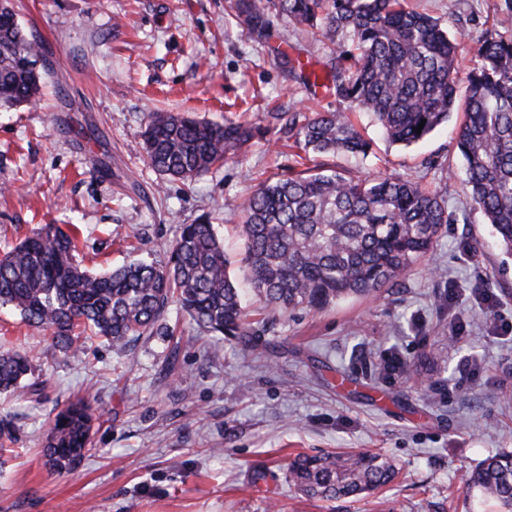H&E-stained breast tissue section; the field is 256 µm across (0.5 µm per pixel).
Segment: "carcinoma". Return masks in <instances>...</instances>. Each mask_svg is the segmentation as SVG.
<instances>
[{"label": "carcinoma", "instance_id": "1", "mask_svg": "<svg viewBox=\"0 0 512 512\" xmlns=\"http://www.w3.org/2000/svg\"><path fill=\"white\" fill-rule=\"evenodd\" d=\"M250 36L266 35L271 17L309 27L329 42L322 72L331 94L371 117L385 139L405 147L424 140L462 113L456 148L473 209L512 255V39L492 33L477 48L478 64L460 78L456 42L439 19L404 0H229ZM41 43L0 0V108L31 103L44 72ZM280 131L314 165L258 186L242 210V262L264 309H324L350 296L368 297L402 279L437 245L443 227L459 220L446 198L422 182L394 175L324 173L316 158L365 157L371 141L346 112H273ZM422 130H417L419 124ZM256 128L153 112L142 149L165 180L192 181L255 138ZM73 235L46 224L0 255V307L53 330L66 350L90 331L113 349L151 336L170 305L198 329L254 351L265 327L255 325L243 290L231 279L224 245L208 215L182 225L162 263H136L95 273L75 258ZM31 371L28 356L0 354V391H14ZM54 420L45 456L56 472L84 458L89 403L79 399ZM293 485L321 500L349 498L392 482L396 467L370 452L297 455ZM467 496L492 499L512 512V452L487 457L464 485Z\"/></svg>", "mask_w": 512, "mask_h": 512}]
</instances>
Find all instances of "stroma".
Listing matches in <instances>:
<instances>
[{
    "label": "stroma",
    "mask_w": 512,
    "mask_h": 512,
    "mask_svg": "<svg viewBox=\"0 0 512 512\" xmlns=\"http://www.w3.org/2000/svg\"><path fill=\"white\" fill-rule=\"evenodd\" d=\"M459 41L468 72L487 32L512 37V0H411ZM48 68L39 104L0 112V253L45 224L76 225V258L102 271L160 259L180 227L212 215L243 281L239 213L257 185L296 167L275 112H333L291 70L323 43L274 20L245 34L226 0H14ZM283 48L287 57L276 56ZM261 127L240 156L195 181L161 183L141 149L152 112ZM452 125L405 148L377 140L330 168L423 179L468 221L447 225L435 250L398 286L369 299L288 313L259 352L198 330L170 309L169 334L120 355L100 340L83 353L0 308V352L33 370L0 393V512H493L464 478L488 454L512 451V257L472 210ZM175 368H168L170 352ZM398 354L401 372L383 370ZM86 397L91 449L56 474L45 464L57 412ZM372 450L400 467L395 482L357 500L310 499L288 480L298 454Z\"/></svg>",
    "instance_id": "1"
}]
</instances>
